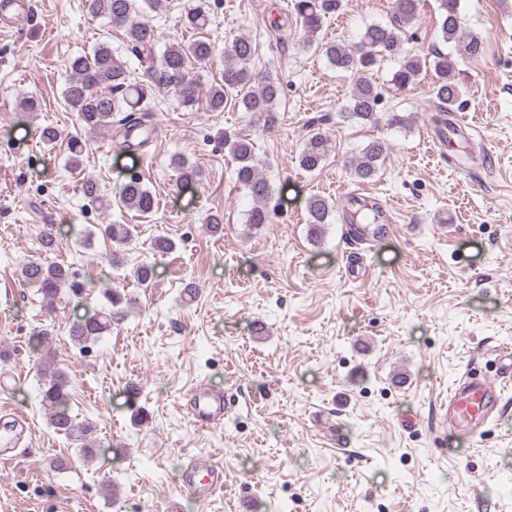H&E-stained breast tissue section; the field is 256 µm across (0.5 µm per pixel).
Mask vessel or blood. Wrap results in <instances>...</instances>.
Masks as SVG:
<instances>
[{
	"label": "vessel or blood",
	"mask_w": 512,
	"mask_h": 512,
	"mask_svg": "<svg viewBox=\"0 0 512 512\" xmlns=\"http://www.w3.org/2000/svg\"><path fill=\"white\" fill-rule=\"evenodd\" d=\"M29 10L27 0H0V25L11 26L24 18ZM501 396L488 378L464 379L448 395L445 416L448 430L462 437L469 447L485 443L488 422L498 414ZM190 414L199 428L223 421L232 410L230 399L214 394L208 388L196 387L189 399ZM224 482V466L215 457L195 458L181 478V488L198 503H205Z\"/></svg>",
	"instance_id": "1"
}]
</instances>
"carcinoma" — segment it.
<instances>
[{
    "label": "carcinoma",
    "mask_w": 512,
    "mask_h": 512,
    "mask_svg": "<svg viewBox=\"0 0 512 512\" xmlns=\"http://www.w3.org/2000/svg\"><path fill=\"white\" fill-rule=\"evenodd\" d=\"M438 3V38L453 44V51L435 50L431 52L432 61L426 62L406 47L407 32L419 16L421 0H395L392 22L367 26L355 45L319 38L325 21L342 10L343 0H293L305 46L318 50L336 70L352 76L350 97L337 113L341 121L362 124L378 115L382 93L373 80L374 71L384 61L394 60L398 67L392 73L390 83L396 91L417 84L424 68L433 70L430 124L440 133L455 128V112L465 93L463 84L456 79L458 65L466 59L484 56L486 44L482 36L465 30L460 0H438ZM162 5L163 0H93L95 14L124 29L131 49L140 62L147 64L148 81H132L126 61L114 55L104 42L70 59V75L63 89V99L69 109L77 113L82 129L89 133L111 131L121 149L140 150L149 142L147 135L152 130L154 117L150 103L159 91L169 94L178 107L201 104L208 112H222L232 101L263 127L275 126L279 121L282 84L279 78L254 69L257 44L253 38L242 32L228 38L221 82L206 90L195 66L205 64L213 57L214 47L210 41L183 42L172 38L162 53H156L160 36L143 16L146 10L157 11ZM180 22L187 31L203 30L210 22L209 12L200 0H187ZM224 148L236 163L238 182L252 198L245 224L250 230H259L273 219V189L260 172L266 161L256 153L252 138L245 134H224ZM388 150L383 141H369L354 160L353 176L360 181L373 179ZM329 155V139L317 129L305 140L298 157L299 165L306 171H315L323 166ZM171 165L181 183L199 177V170L181 154L171 158ZM80 192L88 204L98 209L111 207L98 183L92 179L81 183ZM119 204L124 209L148 216L155 210L156 197L134 173L119 188ZM334 211L335 203L323 195L314 194L308 199L306 224L311 240L321 239ZM134 231L135 227L130 224L104 225L103 234L112 241L111 263L119 262L121 248L130 243ZM38 243L43 253L59 249L53 225H44ZM131 275L137 283L147 285L155 276V267L141 263L133 268ZM20 277L26 284L37 287L49 305L64 296L80 304L91 294L92 283L64 264L29 260L21 266ZM105 297L107 305L85 309L84 314L69 326L68 336L82 350L128 318L131 299L116 288L105 293ZM40 377L38 396L49 427L67 440L80 439V455L86 461L91 460L98 447L93 437L95 426L76 424L71 413L67 374L62 369L44 367Z\"/></svg>",
    "instance_id": "carcinoma-1"
}]
</instances>
